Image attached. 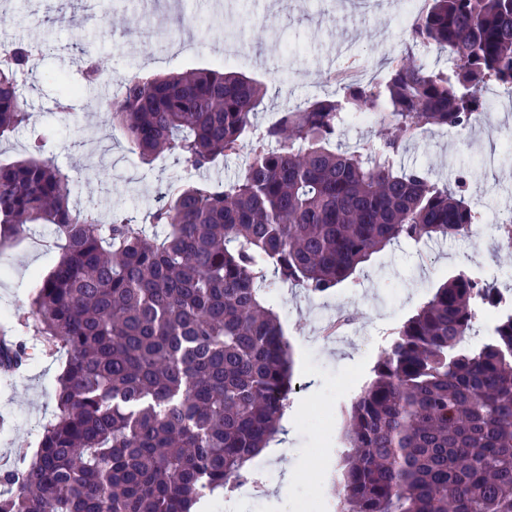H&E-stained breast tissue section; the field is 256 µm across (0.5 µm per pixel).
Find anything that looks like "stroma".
<instances>
[{"mask_svg":"<svg viewBox=\"0 0 512 512\" xmlns=\"http://www.w3.org/2000/svg\"><path fill=\"white\" fill-rule=\"evenodd\" d=\"M389 0H122L116 7L94 10L92 0H0V44L24 42L42 47L27 78L26 100L48 138L57 165L75 179L73 201L92 205L101 215L120 212L143 222L161 206L169 183L202 179L235 180L250 152L242 148L206 172L184 168L169 156L145 162L113 126L108 99L97 87L86 88L67 119L55 107L58 76L81 83V54L96 55L103 83L134 72L179 73L215 65L216 48L228 31L249 46L246 59L230 71L265 84L268 93L254 120L255 132L273 123L284 107L314 97L337 94L332 67L347 56L385 68L378 44L389 40L401 50L406 38L389 26ZM195 17L200 30L195 51L170 55L147 39L145 19L172 21ZM290 48L282 57L279 46ZM512 133V105L488 100L481 122L453 134L435 127L408 140L396 163L431 170L440 182L466 176L470 200L486 220L512 209V159H504ZM58 259L50 246L31 241L0 248V306L10 321H22L37 276ZM486 267L497 286L512 285V248L483 238L472 243L438 240L423 247L399 241L372 254L345 282L322 294L273 283L274 300L293 348V390L288 403L291 433L277 454H261L248 464L261 477L257 498L219 493L206 498L209 512H336L342 493L341 473L346 411L393 332L458 271ZM348 319L347 338L324 340L319 320ZM31 360L9 385H0V464L19 451L36 450L39 426L56 411L57 377L64 355L45 351L36 337L24 339Z\"/></svg>","mask_w":512,"mask_h":512,"instance_id":"35a3bbf8","label":"stroma"}]
</instances>
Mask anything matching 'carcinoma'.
I'll use <instances>...</instances> for the list:
<instances>
[{
    "instance_id": "obj_1",
    "label": "carcinoma",
    "mask_w": 512,
    "mask_h": 512,
    "mask_svg": "<svg viewBox=\"0 0 512 512\" xmlns=\"http://www.w3.org/2000/svg\"><path fill=\"white\" fill-rule=\"evenodd\" d=\"M418 43L448 52V71L417 62ZM5 52L0 140L29 127L33 152L0 162V247L54 226L59 259L24 325L66 361L31 461L0 469V512H191L247 475L288 408L292 349L267 273L323 293L393 242L479 223L463 179L395 155L429 126L472 125L485 87L512 85V0H427L380 83L286 107L232 182L170 185L149 213L159 238L70 206L18 84L30 46ZM84 55L91 84L102 69ZM262 101V84L222 67L132 74L112 121L143 159L200 172L239 149ZM351 112L378 117L379 147H332ZM509 293L459 273L398 328L348 412L339 512H512V314L473 341L479 298ZM25 361L0 343V372Z\"/></svg>"
}]
</instances>
